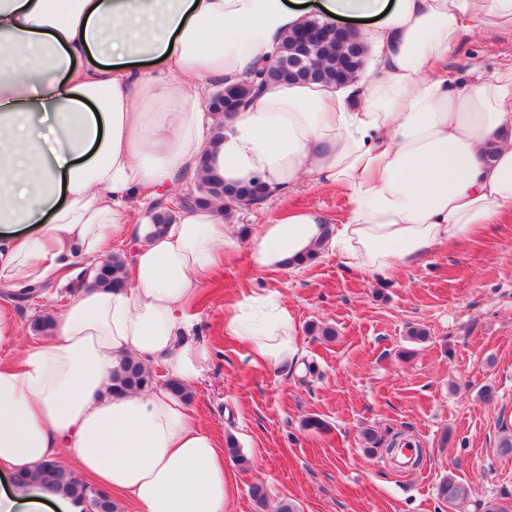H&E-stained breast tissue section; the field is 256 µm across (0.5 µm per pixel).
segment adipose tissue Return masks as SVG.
Here are the masks:
<instances>
[{
  "instance_id": "adipose-tissue-1",
  "label": "adipose tissue",
  "mask_w": 512,
  "mask_h": 512,
  "mask_svg": "<svg viewBox=\"0 0 512 512\" xmlns=\"http://www.w3.org/2000/svg\"><path fill=\"white\" fill-rule=\"evenodd\" d=\"M313 14L358 21L378 78L269 87L232 115L205 110ZM486 25L512 28V0H0V342L17 334L13 295L74 257L103 265L143 201L195 181L204 157L231 184L347 193L346 223L298 209L258 225L249 259L264 273L327 247L386 280L512 215V62L467 82L446 69L458 39ZM236 241L234 218L180 211L141 239L127 288L75 293L54 338L0 359V512H88L17 479L63 450L138 512H226L218 437L166 389H111L127 358L199 376L207 352L184 309ZM224 331L253 364L299 360L279 295L230 304Z\"/></svg>"
}]
</instances>
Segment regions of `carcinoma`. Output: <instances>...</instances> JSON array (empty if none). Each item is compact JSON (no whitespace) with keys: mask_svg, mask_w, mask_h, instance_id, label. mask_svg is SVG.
<instances>
[{"mask_svg":"<svg viewBox=\"0 0 512 512\" xmlns=\"http://www.w3.org/2000/svg\"><path fill=\"white\" fill-rule=\"evenodd\" d=\"M368 47L359 33L351 31L343 38L332 28L315 18H311L300 29L288 34L283 41L276 59L288 70V80L284 84L317 83L341 84L360 76L364 68ZM280 73L273 64L252 71L250 77L224 87V101H209L207 107L212 112L230 114L248 105L256 96L255 86L266 81L271 86L279 84ZM198 191L191 208L200 209L211 205L215 199H225L237 207L256 205L264 202L271 194L265 185L254 182L238 186L224 183V179L214 173L202 172L197 181ZM147 237L159 236L175 222L165 208H149ZM125 256L112 255L110 262L100 266L94 273L92 288L121 286L126 282ZM154 381L151 371L139 362L126 359L120 371L113 377L112 393L121 394L129 390H143ZM36 478L59 488L64 494L86 499L90 512H114L112 499L90 484L77 479L68 469L54 461L42 464ZM437 495L442 501L454 505L468 496L467 487L453 477L443 479L437 486Z\"/></svg>","mask_w":512,"mask_h":512,"instance_id":"cac0c4a2","label":"carcinoma"}]
</instances>
